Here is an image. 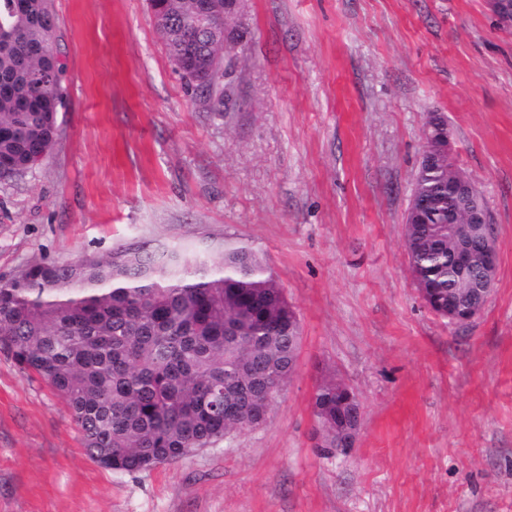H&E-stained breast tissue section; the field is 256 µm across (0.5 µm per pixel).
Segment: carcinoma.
Returning <instances> with one entry per match:
<instances>
[{"label": "carcinoma", "mask_w": 512, "mask_h": 512, "mask_svg": "<svg viewBox=\"0 0 512 512\" xmlns=\"http://www.w3.org/2000/svg\"><path fill=\"white\" fill-rule=\"evenodd\" d=\"M0 0V159L19 176L57 143L67 66L55 45L51 0ZM193 0H161L157 23L192 98L224 111V77L195 29L180 23ZM428 138L448 137L440 116ZM463 171L446 154L420 164L415 192L433 206L406 214L403 245L421 297L436 312L465 305L469 280L449 254L467 234L448 230ZM300 321L262 257L244 245L219 260L179 252L122 249L106 257L36 263L0 280V350L40 377L64 401L87 455L99 466L135 474L213 448L255 428L297 360ZM329 378L312 397L322 451L336 453V397Z\"/></svg>", "instance_id": "carcinoma-1"}]
</instances>
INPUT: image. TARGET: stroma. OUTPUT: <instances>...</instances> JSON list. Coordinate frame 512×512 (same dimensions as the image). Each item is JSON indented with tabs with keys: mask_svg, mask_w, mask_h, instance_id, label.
Here are the masks:
<instances>
[{
	"mask_svg": "<svg viewBox=\"0 0 512 512\" xmlns=\"http://www.w3.org/2000/svg\"><path fill=\"white\" fill-rule=\"evenodd\" d=\"M68 106L0 179V278L127 247L265 259L302 326L264 424L137 474L86 455L0 351V512H512V25L491 0H243L224 111L187 93L148 0H52ZM495 225L492 296L432 312L403 224L432 115ZM361 405L327 456L311 401ZM349 389L344 383L335 378L325 379L318 385L312 397V409L316 424L322 428V442L320 448L326 454L336 453L340 448L336 429L346 448H350L360 426V406L356 395L351 394L348 399V419L341 426H336V397L340 392ZM341 449V448H340Z\"/></svg>",
	"mask_w": 512,
	"mask_h": 512,
	"instance_id": "1",
	"label": "stroma"
}]
</instances>
